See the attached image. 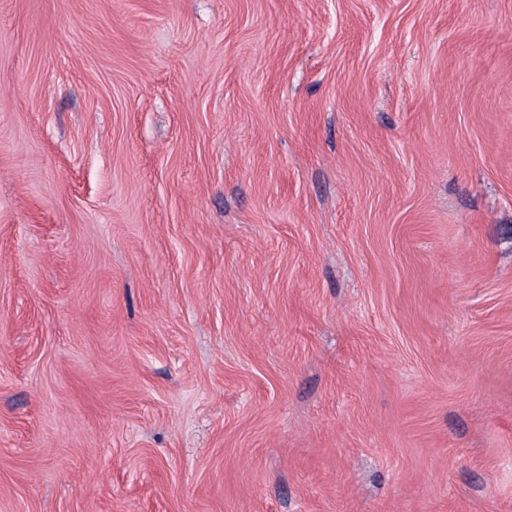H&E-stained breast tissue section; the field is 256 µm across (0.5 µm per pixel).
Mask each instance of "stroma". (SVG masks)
<instances>
[{"mask_svg":"<svg viewBox=\"0 0 512 512\" xmlns=\"http://www.w3.org/2000/svg\"><path fill=\"white\" fill-rule=\"evenodd\" d=\"M0 512H512V0H0Z\"/></svg>","mask_w":512,"mask_h":512,"instance_id":"35a3bbf8","label":"stroma"}]
</instances>
